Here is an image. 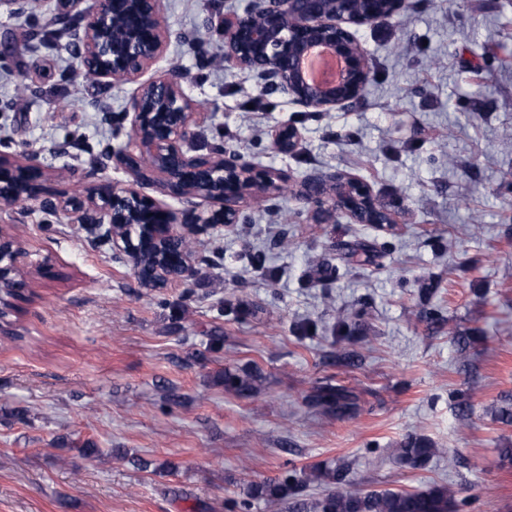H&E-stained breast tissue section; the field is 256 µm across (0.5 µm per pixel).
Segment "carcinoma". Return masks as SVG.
I'll return each instance as SVG.
<instances>
[{"label": "carcinoma", "mask_w": 512, "mask_h": 512, "mask_svg": "<svg viewBox=\"0 0 512 512\" xmlns=\"http://www.w3.org/2000/svg\"><path fill=\"white\" fill-rule=\"evenodd\" d=\"M345 256L359 254L369 262L386 253L383 246L357 242L344 247ZM254 376L250 374L224 373V386L245 394L252 390ZM312 407L333 412L338 417L352 413L355 396L347 389L331 384L315 387L306 397ZM445 454V449L420 436H409L398 449L401 463L413 468L424 467L432 458ZM312 481L326 486L315 496L299 497L291 493L299 483L296 474L286 476L280 482H261L251 485L239 500H233L229 508L234 512H252L256 502L289 499L288 512H458L456 491L450 485H435L418 490H384L363 492L351 487L347 481V468L318 469L311 474Z\"/></svg>", "instance_id": "cac0c4a2"}]
</instances>
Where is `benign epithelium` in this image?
Returning <instances> with one entry per match:
<instances>
[{
	"mask_svg": "<svg viewBox=\"0 0 512 512\" xmlns=\"http://www.w3.org/2000/svg\"><path fill=\"white\" fill-rule=\"evenodd\" d=\"M160 4L161 0H90L68 26L85 72L105 85L138 80L160 57L168 38ZM409 6V0H252L244 13L228 14L221 22L224 64L249 70L262 91L314 112L345 109L361 99L373 78L369 55L353 28L392 20ZM318 44L332 46L343 61L332 88L306 81L300 69L303 54ZM199 116L176 79L148 81L125 111L124 117L130 119L126 145L105 154L132 171L134 183L94 185L82 196L65 198L47 189L40 164L21 165L0 156L1 187L26 176L25 191L17 197L3 196L0 202L67 209L95 245H108L113 255L127 257L139 277L142 250L186 239L177 225H184L187 232L229 229L239 223L247 199L261 198L269 190L278 193L291 180L281 171L244 164L230 153L211 148L195 152L192 125ZM300 141L294 125L278 128L273 135L274 148L281 153L296 152ZM145 185L155 186L163 196L192 200L190 208L176 212L164 201L143 194ZM297 195L317 214L339 213L354 224H371L386 233L398 224L396 212L369 185L338 171L310 175ZM119 206L135 217L137 237L112 224ZM18 257L14 249L0 246V279L15 272ZM168 262L179 277L191 272L186 248L168 256Z\"/></svg>",
	"mask_w": 512,
	"mask_h": 512,
	"instance_id": "obj_1",
	"label": "benign epithelium"
}]
</instances>
